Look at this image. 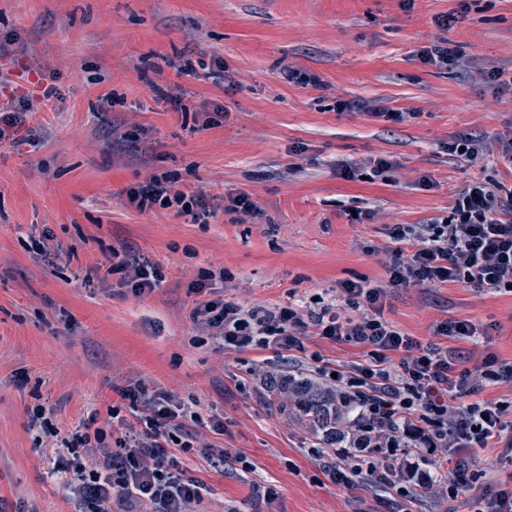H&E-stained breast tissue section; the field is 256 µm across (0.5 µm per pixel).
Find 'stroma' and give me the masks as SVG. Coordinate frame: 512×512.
<instances>
[{
  "label": "stroma",
  "mask_w": 512,
  "mask_h": 512,
  "mask_svg": "<svg viewBox=\"0 0 512 512\" xmlns=\"http://www.w3.org/2000/svg\"><path fill=\"white\" fill-rule=\"evenodd\" d=\"M459 10L460 21L436 25ZM441 38L459 49L458 64L421 58ZM0 39L9 43L0 76L35 107L14 141L0 142V498L27 512H75L62 489L65 450L30 430V414L43 405L65 435L106 419L118 388L139 380L223 420L221 433L187 430L252 464L186 455L189 474L212 489L206 512H477L467 488L445 503L332 483L314 462L315 439L248 374L267 359L275 372L296 361L226 351L190 312L200 287L283 308L342 281L386 283L392 225L446 217L470 181L512 183L503 162L445 149L460 132L512 134V0H0ZM186 55L223 59L225 76L178 74ZM290 68L319 86L288 82ZM42 77L58 96L43 98ZM175 86L194 112L156 94ZM109 93L123 104L106 112ZM341 100L357 110L339 111ZM365 105L412 118L380 121ZM378 157L393 162L379 176ZM342 161L359 166L355 180L337 176ZM163 173L206 192L216 217L197 224L129 204L126 189ZM240 192L263 216L224 213ZM127 245L161 266L159 288L136 296L115 278L83 286ZM384 315L424 344L440 321H471L489 334L471 354L512 358V293L392 288ZM256 480L277 490L273 504L256 500Z\"/></svg>",
  "instance_id": "stroma-1"
}]
</instances>
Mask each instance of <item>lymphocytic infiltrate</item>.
I'll return each mask as SVG.
<instances>
[{
    "mask_svg": "<svg viewBox=\"0 0 512 512\" xmlns=\"http://www.w3.org/2000/svg\"><path fill=\"white\" fill-rule=\"evenodd\" d=\"M173 182L171 175H153L127 189L126 196L141 212L170 209L197 224L214 217L203 192L180 190ZM390 237L396 249L387 285L345 281L333 301L320 298L298 310L202 299L191 316L214 329L227 350L302 353L312 336L363 348L360 362L330 367L303 361L298 367L336 391L347 428L374 450L363 459L324 446V456L336 462L323 466V474L347 486L357 478L380 483L404 498L416 491L453 497L470 485L469 464L486 449H501L503 457L512 458V401L480 397L488 384H512V359L489 352L472 360L461 344L478 342L481 333L466 320L436 324L435 341L421 344L387 321L384 304L391 286L459 283L512 293V186L470 182L456 194L448 217L397 225ZM94 274L102 281L119 276L139 296L163 279L158 264L116 250ZM118 394L139 408L145 429L124 432L110 447L101 427L63 439L72 474L67 492L76 512H202L210 488L187 476L179 458L190 446L171 447L186 420H199V413L172 406L167 395L141 384L119 388ZM93 444L100 459L89 469L80 451ZM439 448L469 453L455 461L446 481L428 467Z\"/></svg>",
    "mask_w": 512,
    "mask_h": 512,
    "instance_id": "1",
    "label": "lymphocytic infiltrate"
}]
</instances>
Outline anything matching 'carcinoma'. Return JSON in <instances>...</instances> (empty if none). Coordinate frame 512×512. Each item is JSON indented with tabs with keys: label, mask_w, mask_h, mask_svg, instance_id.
Wrapping results in <instances>:
<instances>
[{
	"label": "carcinoma",
	"mask_w": 512,
	"mask_h": 512,
	"mask_svg": "<svg viewBox=\"0 0 512 512\" xmlns=\"http://www.w3.org/2000/svg\"><path fill=\"white\" fill-rule=\"evenodd\" d=\"M279 407L292 414L309 432L323 442L338 447H355L336 413L335 399L318 392L316 382L308 378L293 381L291 388L276 394Z\"/></svg>",
	"instance_id": "obj_1"
}]
</instances>
